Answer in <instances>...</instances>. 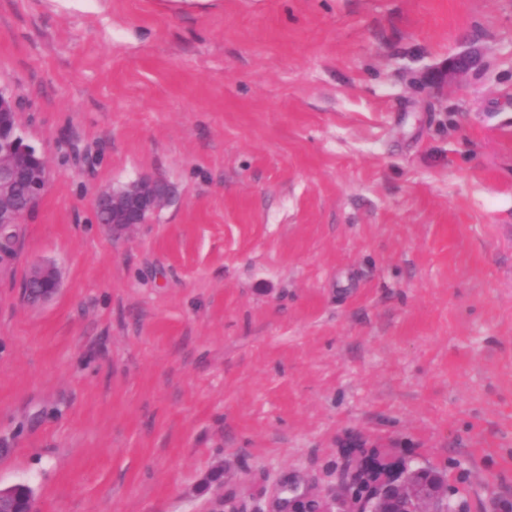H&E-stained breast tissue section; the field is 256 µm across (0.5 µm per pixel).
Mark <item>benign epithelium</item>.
<instances>
[{"label":"benign epithelium","instance_id":"7a95c632","mask_svg":"<svg viewBox=\"0 0 512 512\" xmlns=\"http://www.w3.org/2000/svg\"><path fill=\"white\" fill-rule=\"evenodd\" d=\"M482 64L481 55L468 50L448 60V77L467 72ZM18 100L0 89V231L12 228L24 218L46 194L50 169L42 155L22 141L19 131ZM174 187L154 178H143L120 189L100 192L94 202L95 211L109 216L112 236L121 237L146 224L173 197ZM16 244L4 245L0 239V276L12 267ZM29 297L37 300L51 297L59 287L56 269L51 265L34 268L27 278ZM353 461L352 481L365 488L362 496L342 499L339 507L317 501L312 512H447L448 484L436 474L430 480L422 471H411L402 460H387L375 451H367L354 442L343 448ZM216 512H264L261 508L247 511L236 502L216 494ZM0 512H34L32 495L23 485L0 489Z\"/></svg>","mask_w":512,"mask_h":512}]
</instances>
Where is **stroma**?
I'll use <instances>...</instances> for the list:
<instances>
[{"label": "stroma", "mask_w": 512, "mask_h": 512, "mask_svg": "<svg viewBox=\"0 0 512 512\" xmlns=\"http://www.w3.org/2000/svg\"><path fill=\"white\" fill-rule=\"evenodd\" d=\"M0 87L51 173L0 277L1 486L273 512L354 437L512 504V0H0ZM147 175L174 197L113 238L96 194ZM482 64L481 55L475 50H468L458 54L457 56L449 59L447 72L448 79L453 76L468 72L469 70L478 67ZM26 285L29 288V297L37 300L47 299L59 287L57 271L51 265L35 267L27 278Z\"/></svg>", "instance_id": "1"}]
</instances>
